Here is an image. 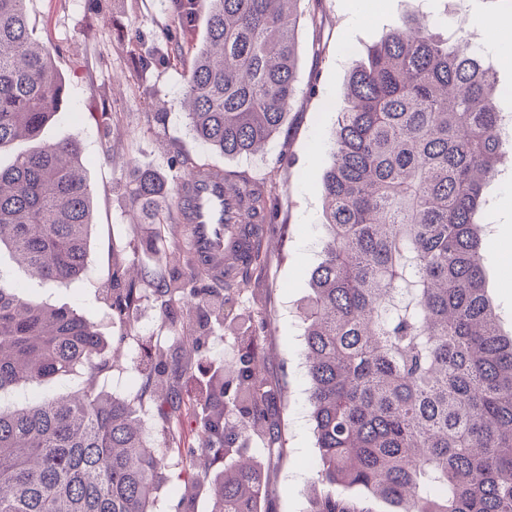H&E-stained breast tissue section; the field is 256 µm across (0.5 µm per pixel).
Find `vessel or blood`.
Wrapping results in <instances>:
<instances>
[{
    "label": "vessel or blood",
    "mask_w": 512,
    "mask_h": 512,
    "mask_svg": "<svg viewBox=\"0 0 512 512\" xmlns=\"http://www.w3.org/2000/svg\"><path fill=\"white\" fill-rule=\"evenodd\" d=\"M191 185L192 220L189 231L199 254L216 273H225L227 256L236 254L233 244L240 227L224 221V180L222 176L187 175Z\"/></svg>",
    "instance_id": "vessel-or-blood-1"
}]
</instances>
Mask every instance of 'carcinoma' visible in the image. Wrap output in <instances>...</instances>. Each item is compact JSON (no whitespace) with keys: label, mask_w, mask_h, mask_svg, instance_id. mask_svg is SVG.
I'll return each mask as SVG.
<instances>
[{"label":"carcinoma","mask_w":512,"mask_h":512,"mask_svg":"<svg viewBox=\"0 0 512 512\" xmlns=\"http://www.w3.org/2000/svg\"><path fill=\"white\" fill-rule=\"evenodd\" d=\"M304 0H209L206 34L192 48L184 85L189 126L224 156L254 154L283 125L296 91L297 31ZM198 0H172L177 27L158 59L184 55ZM404 19L353 65L338 113L324 198L322 259L302 314L308 403L319 451L308 512H512V336L499 331L487 294L476 220L508 145L494 75L459 28ZM48 47L32 37L27 0H0V147L36 137L62 102ZM130 208L153 248L179 206L182 180L135 166L124 176ZM238 200L245 250L236 287L213 276L186 238L138 279L115 262L112 318L122 342L135 328L142 286L161 306L192 309L170 330L197 357L144 348L131 398L98 387L112 368L92 324L67 308L0 287V394L87 370L81 394L0 409V512H154L162 482H174L176 512L207 489L212 512H262L261 466L224 464L242 433L288 448L269 406L278 389L256 376L266 318L236 313L238 293L262 267L261 224L275 220L272 190L224 172ZM92 189L78 143L63 140L0 167V247L46 281L85 273ZM209 283L187 287L186 277ZM238 341L235 381L208 362L215 330ZM190 378L183 391L176 379ZM154 405L165 433L151 446L136 417ZM240 433L226 432L230 408ZM200 435L186 439L187 431ZM223 466L197 470L200 457ZM180 465L170 472V461Z\"/></svg>","instance_id":"cac0c4a2"}]
</instances>
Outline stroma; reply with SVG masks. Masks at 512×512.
I'll use <instances>...</instances> for the list:
<instances>
[{
	"label": "stroma",
	"mask_w": 512,
	"mask_h": 512,
	"mask_svg": "<svg viewBox=\"0 0 512 512\" xmlns=\"http://www.w3.org/2000/svg\"><path fill=\"white\" fill-rule=\"evenodd\" d=\"M307 0L298 30L297 92L279 133L262 152L226 157L197 141L181 99L187 68L155 61L154 54L174 27L170 0H28L33 34L46 42L65 84L64 100L39 136L0 150V166L14 154L65 138L79 141L93 190L91 246L84 276L73 283H50L32 276L9 251L0 252V286L36 302L66 307L88 318L107 345L112 369L103 389L126 397L136 392L143 366V345L168 348L172 339L164 321H182L185 305L162 313L152 289L136 309L135 332L118 340V328L106 300L112 254H132L140 235L119 185L132 166L148 167L167 178L185 175L175 152L192 162L243 171L268 182L277 200L284 231L269 235L261 272L241 293L238 305L268 318L264 354L255 364L260 376L279 384L273 418L287 441L286 460L265 469L266 512H308V492L316 476L315 446L303 369V324L307 282L320 260L322 199L317 173L330 161L332 131L346 107L343 88L353 63L401 17L440 18L456 32L468 18L466 36L478 44L485 21L512 14V0ZM500 41L489 47L484 64L501 91L499 106L512 112V24L498 28ZM152 57L145 71L132 66L133 55ZM491 204L479 216L492 231L483 238L486 286L501 326L512 332V176L499 177L486 190ZM83 370L42 382L26 383L11 395L15 404L79 391Z\"/></svg>",
	"instance_id": "stroma-1"
}]
</instances>
